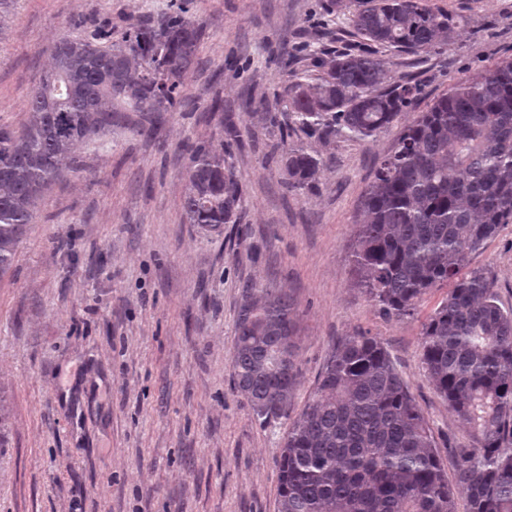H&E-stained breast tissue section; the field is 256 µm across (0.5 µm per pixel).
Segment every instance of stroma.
I'll return each instance as SVG.
<instances>
[{
    "label": "stroma",
    "mask_w": 512,
    "mask_h": 512,
    "mask_svg": "<svg viewBox=\"0 0 512 512\" xmlns=\"http://www.w3.org/2000/svg\"><path fill=\"white\" fill-rule=\"evenodd\" d=\"M330 0H190L202 30L184 102L160 139L116 112L104 145L51 185L0 277V389L11 407L0 437V512H277L284 421L263 422L234 390L243 288L286 291L297 314L301 412L333 347L376 337L423 410L448 473L474 440L434 390L420 332L446 288L415 314L384 316L355 278L351 241L362 196L418 112L449 87L512 59V0H426L455 26L446 47L380 49L388 83L420 84L412 109L374 136L322 139L264 124L253 100L281 108L287 87L322 75L317 60L358 49ZM172 0H8L0 12V125L20 129L53 44ZM241 129L231 163L240 221L210 235L184 221L185 147ZM323 162L312 189L285 184L280 138ZM512 310V224L471 258Z\"/></svg>",
    "instance_id": "stroma-1"
}]
</instances>
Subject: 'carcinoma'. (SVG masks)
<instances>
[{"instance_id":"cac0c4a2","label":"carcinoma","mask_w":512,"mask_h":512,"mask_svg":"<svg viewBox=\"0 0 512 512\" xmlns=\"http://www.w3.org/2000/svg\"><path fill=\"white\" fill-rule=\"evenodd\" d=\"M351 11L363 40L325 63L315 83L288 89L285 118L322 137H371L419 93L384 90L375 47L418 52L452 40L448 16L423 0H332ZM201 29L182 6L156 21L63 37L25 103L19 131L0 126V273L51 184L75 167L80 143L112 128L118 108L149 120L180 102L181 76L198 57ZM223 147L188 148L183 216L221 233L239 223L241 188ZM287 187L313 186L320 159L301 146L281 154ZM512 224V60L453 85L401 134L365 191L352 240L355 272L380 310L414 315L431 289L451 285L422 324V362L438 395L476 444L462 452L468 512H512V312L471 256ZM297 320L288 294L243 288L232 356L234 388L265 421L288 419L297 386ZM279 512H455V492L428 420L381 341L355 333L336 344L304 409L288 424L278 461Z\"/></svg>"}]
</instances>
